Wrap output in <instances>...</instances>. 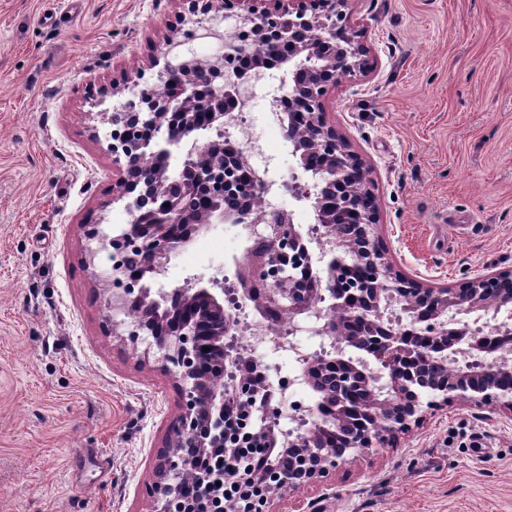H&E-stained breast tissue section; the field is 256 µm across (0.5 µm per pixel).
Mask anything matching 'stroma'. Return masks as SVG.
I'll use <instances>...</instances> for the list:
<instances>
[{"label": "stroma", "instance_id": "1", "mask_svg": "<svg viewBox=\"0 0 512 512\" xmlns=\"http://www.w3.org/2000/svg\"><path fill=\"white\" fill-rule=\"evenodd\" d=\"M186 0H0V512H149L182 398L142 348L112 334L88 225L129 224L113 202L111 127ZM370 70L330 88L333 125L372 168L379 232L401 271L456 286L512 268V0H353ZM251 122L270 174L294 160ZM240 224H216L171 256L168 283L234 275ZM304 512H512V418L451 405L397 447L285 493Z\"/></svg>", "mask_w": 512, "mask_h": 512}]
</instances>
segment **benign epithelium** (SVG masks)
<instances>
[{"mask_svg": "<svg viewBox=\"0 0 512 512\" xmlns=\"http://www.w3.org/2000/svg\"><path fill=\"white\" fill-rule=\"evenodd\" d=\"M245 0H190L184 32L169 35L153 60L154 80H131L128 96L112 110L108 150L120 179L112 201L124 203L131 224L108 235L87 232L86 263L112 258V288L104 307L112 335L148 343L161 367L177 379L182 404L168 446L154 473L149 512H194L183 487L192 474L208 512H282L262 485L292 490L319 486L336 469L373 448H394L434 412L448 405L494 407L512 418V361L497 344L512 340V290L501 284L512 269L474 276L458 288L435 287L396 269L380 237L373 171L327 119L328 89L369 69L367 51L351 25L352 0H273L271 8L235 11ZM233 14L250 45L282 52L273 98L297 166L278 182L250 166L246 154L224 142V113L233 97L224 83V55L201 63L176 53L181 36L212 30ZM183 151L180 171L173 151ZM148 154L153 164L137 158ZM322 159L312 172L307 160ZM288 195L315 214L306 231L292 212L255 204ZM212 224H244L263 239L264 251L246 248L235 260L237 280L224 287L221 272L207 282L187 281L169 290L160 282L171 255ZM269 315L288 307L296 331L317 338L320 351L295 349L293 340L270 336L272 350L295 352L296 382L313 392L329 369L342 367L344 382L323 418L301 417L305 428L280 427L288 414L284 391L274 395L263 363L235 345L239 303ZM133 306L140 316L121 315ZM210 350L205 351L203 347ZM247 416V439L225 430L229 411ZM260 442L267 470L258 475L239 462L246 441ZM222 448L218 468L196 470L198 455Z\"/></svg>", "mask_w": 512, "mask_h": 512, "instance_id": "7a95c632", "label": "benign epithelium"}]
</instances>
